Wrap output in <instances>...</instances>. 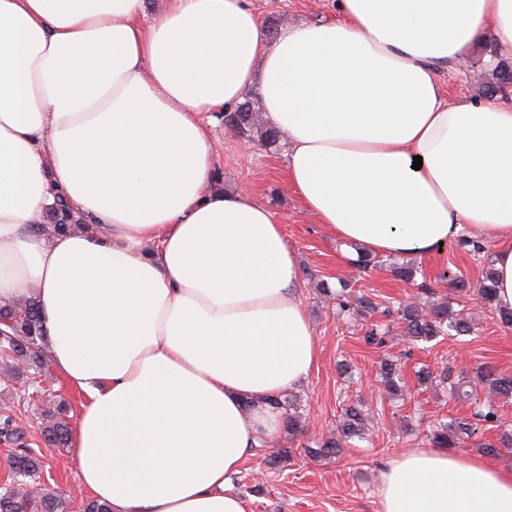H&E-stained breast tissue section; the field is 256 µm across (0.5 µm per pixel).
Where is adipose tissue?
Wrapping results in <instances>:
<instances>
[{"mask_svg": "<svg viewBox=\"0 0 512 512\" xmlns=\"http://www.w3.org/2000/svg\"><path fill=\"white\" fill-rule=\"evenodd\" d=\"M0 0V306L38 303L84 399L78 480L109 512H252L231 486L270 401L319 355L296 256L244 188L212 185L202 113L254 95L286 176L349 251L495 245L512 309V102L446 98L441 69L512 0H338L269 38L249 0ZM421 169H414V157ZM85 227L37 234L56 196ZM381 512H512V471L435 448L385 470Z\"/></svg>", "mask_w": 512, "mask_h": 512, "instance_id": "1", "label": "adipose tissue"}]
</instances>
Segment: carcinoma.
Segmentation results:
<instances>
[{
	"instance_id": "carcinoma-1",
	"label": "carcinoma",
	"mask_w": 512,
	"mask_h": 512,
	"mask_svg": "<svg viewBox=\"0 0 512 512\" xmlns=\"http://www.w3.org/2000/svg\"><path fill=\"white\" fill-rule=\"evenodd\" d=\"M508 84H512V64L500 60L484 82L485 92L497 94ZM232 114L237 117L235 131L238 137L256 141L268 148L280 142L281 133L259 118L251 99H245ZM83 226V219L71 210L64 199L59 198L49 210L45 223L36 225V230L61 234ZM323 291L336 300V310L340 316L352 314L364 318L378 311L377 303L347 285L336 293L326 287ZM494 291L493 271L489 268L474 295L490 304L495 300ZM397 319L403 324V335L414 344L430 343L440 337L463 336L472 332L469 318L449 310L446 302L434 301L427 310L406 304L397 309ZM0 330L5 332V335L0 336V378L14 387H30L41 376L48 361L42 323L35 302L29 300L22 305L1 307ZM380 372L388 392L404 394L406 384L402 381L400 366L395 361L383 359ZM475 378L488 389L489 394L512 397V376L499 373L493 366L481 364L476 368ZM442 381L448 383V399L467 402L476 398L474 390L466 389L465 381H453L446 372L442 374ZM271 404L282 413L284 432L294 436L304 430L296 396L285 393L274 398ZM68 412L69 406L64 401L54 403L52 408L40 409L42 438L46 445L53 448L68 447ZM496 418L497 408L489 402L469 416L435 423L430 430L429 440L436 448H456L476 435L481 424ZM368 421L369 415L365 413L361 402L343 405L336 437L308 449V453L316 458L339 457L355 443L368 440ZM0 441L13 445L9 468L17 483L15 487L0 488V512H68L67 499L62 493L54 488L40 487V479L45 470L44 455L24 442V433L7 416L0 419ZM482 449L488 456H498L511 450L512 433H500L495 442L483 443Z\"/></svg>"
}]
</instances>
